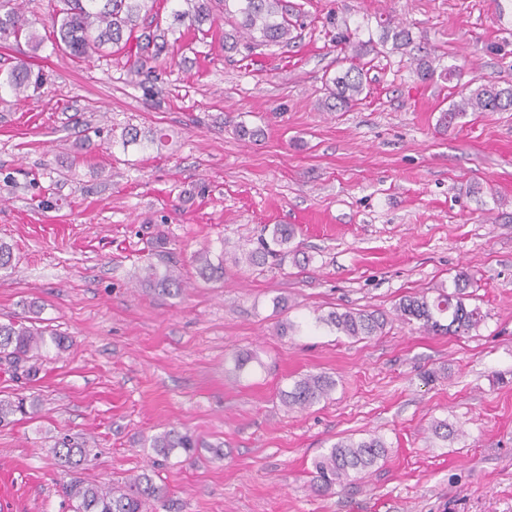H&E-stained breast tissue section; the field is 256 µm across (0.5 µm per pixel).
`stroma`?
<instances>
[{
  "instance_id": "obj_1",
  "label": "stroma",
  "mask_w": 512,
  "mask_h": 512,
  "mask_svg": "<svg viewBox=\"0 0 512 512\" xmlns=\"http://www.w3.org/2000/svg\"><path fill=\"white\" fill-rule=\"evenodd\" d=\"M285 46L225 51L227 22L185 34L153 72L126 53L53 50L56 0H25L44 38L0 40V66L27 61L44 84L0 94V239L17 265L0 273V320L38 302L66 339L37 376L0 359V398L35 400L0 425L8 512H71L60 486L153 471L156 512H512V112L437 127L453 83L420 81L416 57L459 65L463 81L512 86V0H288ZM357 37L391 16L408 55L366 66L345 112L318 102L344 67L328 15ZM260 129L240 139L238 125ZM164 129V146H118L124 128ZM276 224L293 252L261 267L196 276L204 246L240 254ZM180 265L191 286L167 298L140 286L145 263ZM469 272L468 333H427L394 319L407 295ZM285 301L284 308L273 305ZM389 315L351 339L315 317ZM300 331L282 333L285 322ZM254 357L248 375L232 356ZM308 374L336 381L328 399L288 409L282 389ZM445 420L449 441L427 429ZM175 430L199 442L160 467L148 440ZM94 439L88 465L63 470L60 434ZM382 436L388 453L328 494L313 460L338 440Z\"/></svg>"
}]
</instances>
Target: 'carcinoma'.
I'll use <instances>...</instances> for the list:
<instances>
[{"instance_id": "cac0c4a2", "label": "carcinoma", "mask_w": 512, "mask_h": 512, "mask_svg": "<svg viewBox=\"0 0 512 512\" xmlns=\"http://www.w3.org/2000/svg\"><path fill=\"white\" fill-rule=\"evenodd\" d=\"M63 7L52 16L54 35L53 48L74 57L82 58L109 47L117 53L127 50L135 43L136 53L132 65L144 69L150 62H156L168 50V33H202L204 25H214L217 16L231 18V29L224 32V49L238 50L239 45L248 49L259 46L286 45L295 28L289 18L287 0H162L170 6L172 22L166 28L140 25V13L154 9L156 0H59ZM378 40H352L339 33L338 43L342 44L344 58L350 65L327 79L325 97L319 106L325 112H344L360 100L365 90L363 68L355 61L363 59L378 47L391 46V50L408 53L413 39L410 30L390 18L379 19ZM25 37L31 49L36 51L42 45V38L36 33L34 22L26 17L15 0H0V39ZM416 73L423 81L440 75L446 80L458 77V69L451 65L437 70L427 56L417 59ZM29 63L19 60L0 72V91H8L16 100L28 98L30 88L36 86ZM469 112H512V86L501 88L495 84H467L460 90V99L446 111L440 113L438 128L446 130L455 126L458 120ZM166 134L155 130L143 135L136 128H129L121 134L120 145L126 149L131 145L146 148L162 145ZM295 237V228L290 224H276L270 232V239H261L260 247L240 257L222 251L217 261H212L211 250L206 248L195 257L198 276L206 282L224 279V265L247 264L259 266L268 258L279 256L288 248ZM472 276L466 271L455 275L451 289L435 290V296L415 294L405 296L395 307L396 318L406 322H417L427 332H452L454 335L475 328L481 315L465 304L466 288ZM142 280L153 287L158 294L176 297L186 288L180 269L167 266L159 270L153 264L144 267ZM448 324H441V319ZM337 332L350 338L374 336L387 324V317L366 311L333 312L323 319ZM65 347V337L45 326H38L29 317L0 323V355L19 365L33 358H39L49 347ZM336 387L333 378L326 375H308L295 381L292 387L281 394L282 404L289 409L304 410L315 402L326 398ZM35 402H26L23 397L14 400L0 399V424L9 422L16 414L26 415ZM431 434L444 441L459 434V429L446 420L430 425ZM197 447L196 441L188 434L167 430L149 439V448L164 459L180 448L190 453ZM91 444L68 436L59 438L54 448L55 456L62 467L77 469L87 460ZM387 453V446L378 435L354 440L341 439L313 462L312 489L327 493L335 486H344L354 474L361 473L378 463ZM63 493L71 504L73 512H147L152 502L165 498L164 489L154 482L153 476L143 472L110 486L88 484L74 479L63 485Z\"/></svg>"}]
</instances>
